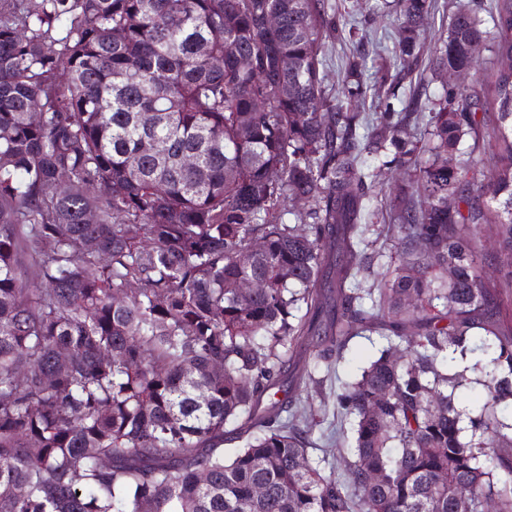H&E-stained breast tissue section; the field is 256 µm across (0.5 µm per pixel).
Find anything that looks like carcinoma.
Listing matches in <instances>:
<instances>
[{
    "mask_svg": "<svg viewBox=\"0 0 512 512\" xmlns=\"http://www.w3.org/2000/svg\"><path fill=\"white\" fill-rule=\"evenodd\" d=\"M400 6L415 57L432 0ZM493 22L454 13L430 63L512 58V0ZM334 31L330 0H0V512H512V72L416 113L421 145L342 110ZM391 149L375 226L363 157ZM370 234L401 250L365 288ZM377 330L333 403L276 398ZM330 414L341 474L309 458Z\"/></svg>",
    "mask_w": 512,
    "mask_h": 512,
    "instance_id": "1",
    "label": "carcinoma"
}]
</instances>
